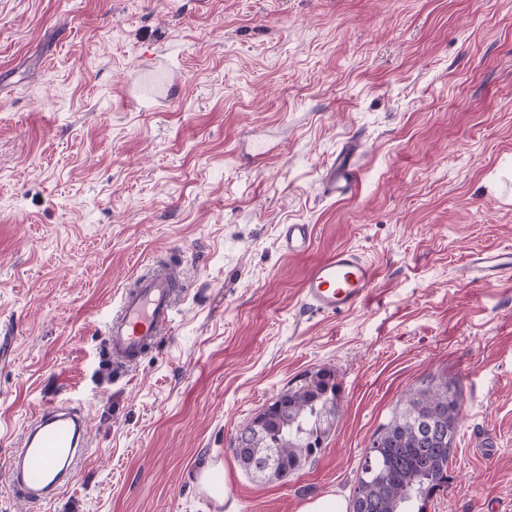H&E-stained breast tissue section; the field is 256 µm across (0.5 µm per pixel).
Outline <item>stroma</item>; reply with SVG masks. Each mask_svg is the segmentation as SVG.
<instances>
[{"instance_id": "1", "label": "stroma", "mask_w": 512, "mask_h": 512, "mask_svg": "<svg viewBox=\"0 0 512 512\" xmlns=\"http://www.w3.org/2000/svg\"><path fill=\"white\" fill-rule=\"evenodd\" d=\"M168 92L142 88L155 60ZM358 181L323 192L350 141ZM285 224L313 228L286 254ZM367 302L306 309L336 249ZM512 0H0V507L301 512L350 502L364 448L422 381L462 393L426 512H512ZM157 257L190 294L122 373L104 321ZM335 370L341 415L288 480L230 446L288 385ZM83 401L88 457L54 503L9 491L8 445L47 397ZM376 276L373 264L357 250L336 249L313 264L301 287L303 304L321 315H337L365 304ZM475 278L491 283L512 274L511 250H493L475 254L470 261Z\"/></svg>"}]
</instances>
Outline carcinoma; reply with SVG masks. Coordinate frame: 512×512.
<instances>
[{
  "label": "carcinoma",
  "instance_id": "1",
  "mask_svg": "<svg viewBox=\"0 0 512 512\" xmlns=\"http://www.w3.org/2000/svg\"><path fill=\"white\" fill-rule=\"evenodd\" d=\"M336 374L321 367L304 374L244 426L247 447L235 449L247 475L285 481L321 450L334 421L326 405H340ZM461 391L433 379L410 391L364 448L350 512H424L448 485V464L458 433ZM427 418L451 439L422 430Z\"/></svg>",
  "mask_w": 512,
  "mask_h": 512
}]
</instances>
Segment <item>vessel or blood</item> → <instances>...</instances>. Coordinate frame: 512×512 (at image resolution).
<instances>
[{
	"label": "vessel or blood",
	"mask_w": 512,
	"mask_h": 512,
	"mask_svg": "<svg viewBox=\"0 0 512 512\" xmlns=\"http://www.w3.org/2000/svg\"><path fill=\"white\" fill-rule=\"evenodd\" d=\"M359 171L350 157L337 158L326 170L328 195L351 192ZM312 240L308 224H286L281 248L288 254L305 252ZM475 278L491 283L512 274V252L493 250L475 254L470 261ZM376 276L373 264L357 250L336 249L313 264L301 287L303 304L321 315H337L365 304ZM187 290L168 264L152 265L121 293L104 329L108 360L117 368L136 362L168 335L178 305ZM87 415L71 399L53 396L32 418L12 445L11 494L14 499L40 506L56 500L80 471L87 454Z\"/></svg>",
	"instance_id": "1"
}]
</instances>
